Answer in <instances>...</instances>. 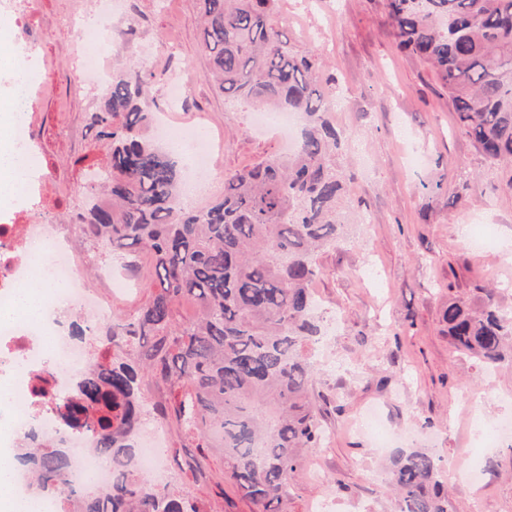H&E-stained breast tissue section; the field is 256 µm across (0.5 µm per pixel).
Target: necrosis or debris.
Instances as JSON below:
<instances>
[{"label":"necrosis or debris","mask_w":512,"mask_h":512,"mask_svg":"<svg viewBox=\"0 0 512 512\" xmlns=\"http://www.w3.org/2000/svg\"><path fill=\"white\" fill-rule=\"evenodd\" d=\"M31 0H0V22L12 30L11 38L0 41V55L28 53L41 43L40 33L24 29L21 18ZM113 30L104 26L96 45L81 53L82 81L98 92L108 89L106 56L112 53ZM49 86L46 65L17 73L9 98L1 107L12 115V145L17 160L32 161L33 103ZM86 252L71 241L65 225L30 223L24 213H0V447H19L28 432H37L47 444L65 445L71 460L73 485L104 487L110 480V466L92 451L91 433L71 429L62 423L55 401L66 395L86 367L100 360L103 349L95 338H73L57 315L54 293L40 295L38 306L44 315L34 322L18 307L30 273L40 274L65 287L71 305L91 323L110 321L112 300L124 293L131 279L128 261L118 257L101 260L99 287H88L83 273ZM139 459L140 471L150 485L163 479L160 446L163 433L153 417H144Z\"/></svg>","instance_id":"necrosis-or-debris-1"}]
</instances>
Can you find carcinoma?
<instances>
[{
  "label": "carcinoma",
  "mask_w": 512,
  "mask_h": 512,
  "mask_svg": "<svg viewBox=\"0 0 512 512\" xmlns=\"http://www.w3.org/2000/svg\"><path fill=\"white\" fill-rule=\"evenodd\" d=\"M279 0H200L202 49L224 95L253 107L299 112L295 151L224 175V194L202 210L181 206L183 177L148 136V79L138 63L112 73L88 115L105 163L82 178V232L126 255L148 251L155 291L133 320L112 317L103 345L135 340L134 362L112 355L82 372L59 407L90 423L96 453L112 467L101 491L73 486L68 454L24 441L14 469L64 512H197L137 477L134 439L139 373L180 391L171 409L224 453V468L255 512H291L305 455L323 428L313 405L316 370L305 346L320 328L310 288L315 252L343 237L339 135L325 118L335 99L311 49L290 44ZM401 48L429 63L448 91L459 127L494 165L512 164V0H386ZM192 309L178 320L181 307ZM455 348L494 365L512 343V316L492 298L445 311ZM440 460L399 452L390 482L395 512H448Z\"/></svg>",
  "instance_id": "carcinoma-1"
}]
</instances>
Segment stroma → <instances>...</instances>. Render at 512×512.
<instances>
[{"mask_svg": "<svg viewBox=\"0 0 512 512\" xmlns=\"http://www.w3.org/2000/svg\"><path fill=\"white\" fill-rule=\"evenodd\" d=\"M133 26L157 52L147 71L168 67L167 43H177L190 76L189 109L169 112L164 81L149 86L148 110L169 113L177 124L200 122L223 147L213 162L215 200L224 175L283 154L276 133L248 127V105L227 100L209 78L201 48L199 0H132ZM288 37L322 57L321 80L336 101L328 121L343 137L341 165L345 235L320 251L322 270L312 286L322 324L339 317L324 343L334 362L353 374L343 386L332 364L319 363L314 403L330 444L312 451L321 479L301 471L291 504L333 499L343 512H394L386 478L398 450L418 448L440 458L445 470L473 460L481 487L448 483L449 512H472L482 492L484 512H512V448L500 445L472 456L470 417L512 418V361L487 367L457 351L444 312L449 302L477 305L492 297L512 308V168L491 165L459 128L435 70L403 50L385 0H279ZM75 0H34L27 24L51 27L41 53L53 64L50 94L37 97L33 135L51 198L34 220L76 221L83 168L106 160L87 133V115L99 103L81 88L77 37L60 18ZM483 225L492 240L469 244V225ZM372 404L396 433L385 449L351 430ZM166 487L188 498L197 512H253L224 472L220 449L200 444L175 418L163 424Z\"/></svg>", "mask_w": 512, "mask_h": 512, "instance_id": "obj_1", "label": "stroma"}]
</instances>
